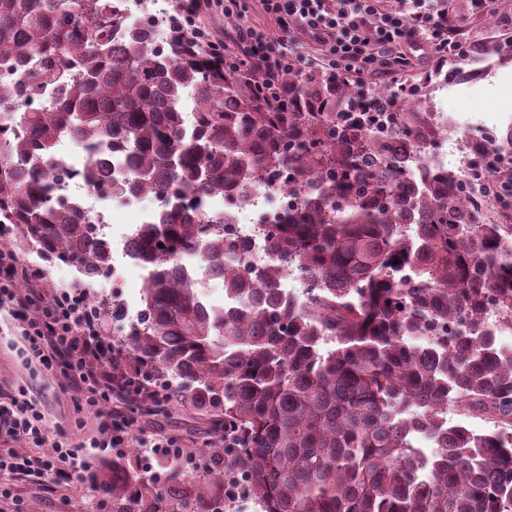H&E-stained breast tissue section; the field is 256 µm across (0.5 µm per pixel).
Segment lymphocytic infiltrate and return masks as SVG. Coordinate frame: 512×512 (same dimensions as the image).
<instances>
[{
    "instance_id": "1",
    "label": "lymphocytic infiltrate",
    "mask_w": 512,
    "mask_h": 512,
    "mask_svg": "<svg viewBox=\"0 0 512 512\" xmlns=\"http://www.w3.org/2000/svg\"><path fill=\"white\" fill-rule=\"evenodd\" d=\"M282 35L252 26L238 27L223 40L225 56L254 59L268 84H278L288 70L315 65L365 80L381 74L401 82L418 55H427L434 70L448 60L468 61L476 42L457 38L450 0H262ZM306 36L314 52L295 50ZM28 269L8 252L0 253V308L9 309L23 329L28 362L59 369L70 388L81 394L87 422L95 432L72 447L71 431L49 430L38 401L28 391H0V476L41 479L77 474L88 481L91 460L100 450L120 445L127 430L120 403L126 387L114 370L111 346L104 343L84 293L43 289L18 291ZM35 442L51 448L49 457L16 452L15 444Z\"/></svg>"
}]
</instances>
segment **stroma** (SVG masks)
Here are the masks:
<instances>
[{"label":"stroma","instance_id":"1","mask_svg":"<svg viewBox=\"0 0 512 512\" xmlns=\"http://www.w3.org/2000/svg\"><path fill=\"white\" fill-rule=\"evenodd\" d=\"M460 37L478 41L475 59L457 64L458 76L450 80L432 71L427 59L416 61L406 73L407 83L419 86L424 111H442L449 132H462L482 141H497L512 128V0H493L490 14L472 13L465 0H453ZM241 18L225 17L220 0L204 10L199 24L220 36L235 25H247L280 34L277 21L269 16L260 0H246ZM114 271L106 272L88 286L91 299L114 297L129 312L141 307L142 272L113 253ZM22 329L8 312L0 311V389L24 388L36 394L49 426L73 422L77 416L71 390L57 374L42 365L28 362L21 353ZM122 411L129 430L137 440L157 437L173 439L184 452H193L208 438L211 415L193 407L174 408L166 403L124 402ZM147 468L156 473L162 491L173 486L169 474L172 462L147 457L144 450L112 448L98 453L94 469L111 473L113 464ZM22 512H111L102 504L101 492L90 491L80 480L60 487L51 481L17 480L12 484Z\"/></svg>","mask_w":512,"mask_h":512}]
</instances>
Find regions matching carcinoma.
<instances>
[{
    "label": "carcinoma",
    "instance_id": "obj_1",
    "mask_svg": "<svg viewBox=\"0 0 512 512\" xmlns=\"http://www.w3.org/2000/svg\"><path fill=\"white\" fill-rule=\"evenodd\" d=\"M177 18L160 55L147 22L114 42L120 0H0V59L36 65L35 89L64 84L53 110L21 111L22 133L0 136V225L91 282L112 246L58 198L46 166L66 137L75 174L95 186L99 148L128 152L109 190L163 207L136 230L140 318L103 305L106 338L118 327L127 366L178 381L176 402L221 407L209 452L231 457L262 512H512V350L495 342L512 329V224L476 204L472 174L407 165L444 136L420 97L294 70L275 102L254 63L224 62ZM264 176L297 206L261 231L269 260L257 268L209 204L242 202ZM191 255L242 306L204 305L179 271ZM395 260L411 277L390 275ZM290 271L303 292L285 299ZM488 307L504 315L496 329L481 322ZM453 398L491 429L448 425ZM173 478L183 512H208L224 473ZM103 487L112 512H168L145 470Z\"/></svg>",
    "mask_w": 512,
    "mask_h": 512
}]
</instances>
